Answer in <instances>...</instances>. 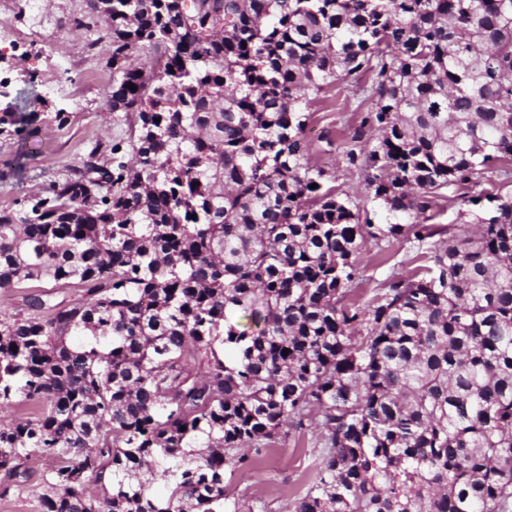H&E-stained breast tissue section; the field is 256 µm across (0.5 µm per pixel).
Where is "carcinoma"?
<instances>
[{"label":"carcinoma","mask_w":512,"mask_h":512,"mask_svg":"<svg viewBox=\"0 0 512 512\" xmlns=\"http://www.w3.org/2000/svg\"><path fill=\"white\" fill-rule=\"evenodd\" d=\"M90 5L133 155L0 211V288L90 296L0 313L3 491L45 453L42 512H266L225 477L317 414L292 512H512V191L477 189L512 182V0ZM337 80L371 102L345 160L382 224L309 159ZM444 195L476 237L426 224ZM399 235L415 266L361 301ZM380 249H383L382 252ZM410 243L402 237L389 241H374L367 244L359 255V267L364 279L361 300H368L375 289L380 288L392 272L408 270L414 264L410 259L415 255ZM51 293L57 301L66 303L85 302L87 296L82 288L55 285L53 282L32 281L24 285V288L0 289V310L9 313L25 314L29 312L23 303V297L28 294Z\"/></svg>","instance_id":"obj_1"}]
</instances>
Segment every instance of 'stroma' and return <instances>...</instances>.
Listing matches in <instances>:
<instances>
[{
    "label": "stroma",
    "mask_w": 512,
    "mask_h": 512,
    "mask_svg": "<svg viewBox=\"0 0 512 512\" xmlns=\"http://www.w3.org/2000/svg\"><path fill=\"white\" fill-rule=\"evenodd\" d=\"M43 23L52 44L42 45L31 36L35 23ZM104 23L88 0H0V78L8 79L11 93H23L26 120L21 134H0V210L45 193L73 168L94 159L110 163L109 145L130 143V119L112 111V66L97 38ZM368 108L345 84L326 88L311 103L307 136L310 160L331 175L338 193L349 196L361 217L380 223L363 173L347 168L344 143ZM65 112L58 122L56 112ZM413 251L405 238L368 243L359 256L364 279L362 299H369L394 272L410 269ZM51 293L68 303L85 301L83 289L32 281L21 288L0 289V310L18 313L28 294ZM53 460L42 454L28 465L29 477L14 484L0 498V512H42L41 477ZM314 478L310 451L281 438L263 465L252 467L251 479L232 481L226 492L244 502L260 499L267 512H290L294 496Z\"/></svg>",
    "instance_id": "35a3bbf8"
}]
</instances>
